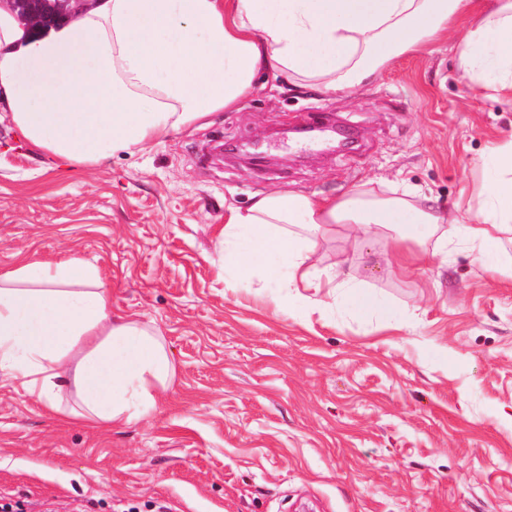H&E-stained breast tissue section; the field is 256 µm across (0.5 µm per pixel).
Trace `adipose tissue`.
<instances>
[{
	"label": "adipose tissue",
	"mask_w": 512,
	"mask_h": 512,
	"mask_svg": "<svg viewBox=\"0 0 512 512\" xmlns=\"http://www.w3.org/2000/svg\"><path fill=\"white\" fill-rule=\"evenodd\" d=\"M474 0H104L39 36L0 9V116L38 152L94 166L135 153L190 122L238 107L258 70L325 94L362 88L394 57L448 32ZM472 86L496 73L512 96V0H494L461 37ZM489 190L474 222L456 231L431 209L401 197L355 192L330 198L296 191L258 194L224 216L219 248L234 279L253 276L258 257L277 259L268 276L287 299L308 290L369 299L353 277L312 257L333 227L370 241L391 232L413 246L396 263L463 240L479 252L512 234V141L493 147ZM174 367L162 335L114 318L100 267L77 255L19 256L0 273V386H18L61 422L118 427L156 411ZM72 408H64L62 385Z\"/></svg>",
	"instance_id": "1"
}]
</instances>
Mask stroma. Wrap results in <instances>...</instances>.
Segmentation results:
<instances>
[{
	"label": "stroma",
	"instance_id": "stroma-1",
	"mask_svg": "<svg viewBox=\"0 0 512 512\" xmlns=\"http://www.w3.org/2000/svg\"><path fill=\"white\" fill-rule=\"evenodd\" d=\"M473 17L462 13L458 31ZM455 36L402 54L354 95L261 72L239 109L145 151L62 169L0 123V272L75 254L114 316L152 323L174 378L149 417L90 428L0 387V505L26 512H512V281L460 245L405 272L394 243L321 237L369 310L276 281L224 287L228 207L298 190L414 193L469 224L482 158L512 141V99L473 89ZM265 138L255 168L219 145Z\"/></svg>",
	"mask_w": 512,
	"mask_h": 512
}]
</instances>
